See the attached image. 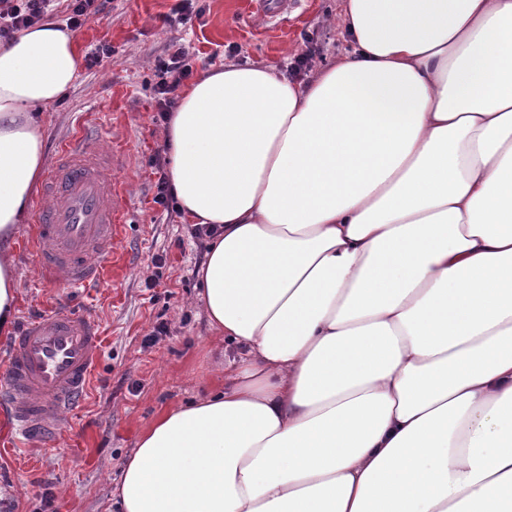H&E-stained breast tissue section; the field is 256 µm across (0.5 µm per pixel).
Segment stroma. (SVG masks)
<instances>
[{
  "label": "stroma",
  "instance_id": "stroma-1",
  "mask_svg": "<svg viewBox=\"0 0 512 512\" xmlns=\"http://www.w3.org/2000/svg\"><path fill=\"white\" fill-rule=\"evenodd\" d=\"M178 0H112L109 14L89 16L75 38L81 56L107 44L112 54L81 65L72 86L43 108L46 152L111 113L99 142L129 157L120 177L129 211L116 248L125 262L97 288L70 290L42 277L27 246L28 224L13 254L17 304L13 326L59 309L89 310L102 331V351L80 410L53 445L16 446L0 412V512H111L112 495L140 436L162 411L208 394L224 382L222 347L211 332L195 284L206 243L193 238L176 203H156L155 155L164 150L153 86L159 56L179 42L194 74L224 62L258 64L314 77L346 46L334 19L341 0H297L280 21H261L252 0H197L201 15L170 27L163 15ZM166 260L154 264L155 257Z\"/></svg>",
  "mask_w": 512,
  "mask_h": 512
}]
</instances>
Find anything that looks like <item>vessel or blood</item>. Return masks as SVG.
I'll list each match as a JSON object with an SVG mask.
<instances>
[{"label": "vessel or blood", "instance_id": "obj_1", "mask_svg": "<svg viewBox=\"0 0 512 512\" xmlns=\"http://www.w3.org/2000/svg\"><path fill=\"white\" fill-rule=\"evenodd\" d=\"M85 133L60 146L34 202L30 244L41 274L69 288L99 286L115 258L128 191L116 177L124 155L97 147ZM98 322L60 310L29 322L8 347L0 405L10 413L22 447H47L65 417L87 394L101 355Z\"/></svg>", "mask_w": 512, "mask_h": 512}]
</instances>
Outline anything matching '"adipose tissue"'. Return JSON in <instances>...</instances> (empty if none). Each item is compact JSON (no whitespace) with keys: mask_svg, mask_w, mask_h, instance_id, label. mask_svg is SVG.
Instances as JSON below:
<instances>
[{"mask_svg":"<svg viewBox=\"0 0 512 512\" xmlns=\"http://www.w3.org/2000/svg\"><path fill=\"white\" fill-rule=\"evenodd\" d=\"M309 85L227 63L167 123L211 224L201 293L244 355L140 437L121 512H512V0H345ZM79 47L0 43V333Z\"/></svg>","mask_w":512,"mask_h":512,"instance_id":"obj_1","label":"adipose tissue"}]
</instances>
